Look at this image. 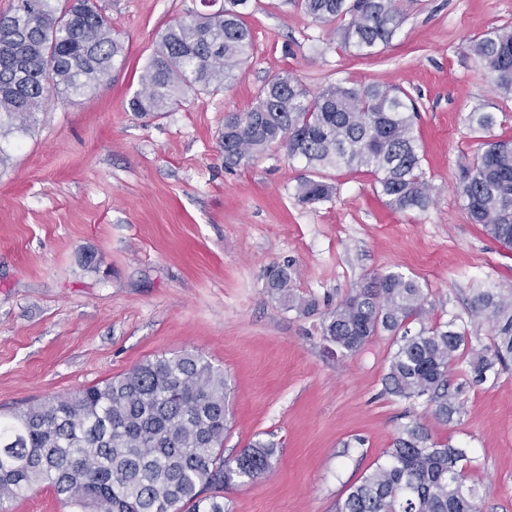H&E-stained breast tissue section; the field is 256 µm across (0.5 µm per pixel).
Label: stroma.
I'll return each mask as SVG.
<instances>
[{"mask_svg": "<svg viewBox=\"0 0 512 512\" xmlns=\"http://www.w3.org/2000/svg\"><path fill=\"white\" fill-rule=\"evenodd\" d=\"M95 2L123 44L122 67L91 95H53L28 132L0 135V414L193 351L230 388L225 457L256 439L278 446L267 475L225 490L228 512H334L412 420L465 450L481 512H512V361L476 384L467 358L456 360L463 409L446 423L386 393L390 336L342 356L321 315L285 309L266 286L270 266H291L295 291L324 307L399 272L423 288L426 324L452 320L472 348L490 344L470 311L478 294L512 283V251L472 223L456 184L482 143L468 112H494L495 134L512 136V99L467 49L512 26V0H407L396 37L370 58L293 0H250L253 50L237 80L155 119L129 101L161 32L202 0ZM283 71L312 91L339 79L407 91L431 206L394 212L373 175L344 167L321 172L331 200L301 204L308 170L281 149L225 170V115Z\"/></svg>", "mask_w": 512, "mask_h": 512, "instance_id": "35a3bbf8", "label": "stroma"}]
</instances>
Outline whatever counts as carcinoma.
Masks as SVG:
<instances>
[{
    "label": "carcinoma",
    "instance_id": "cac0c4a2",
    "mask_svg": "<svg viewBox=\"0 0 512 512\" xmlns=\"http://www.w3.org/2000/svg\"><path fill=\"white\" fill-rule=\"evenodd\" d=\"M249 0L195 13L169 25L144 69L132 111L156 118L188 95L219 93L236 79L252 46L244 22ZM312 20L333 24L339 44L361 57L393 40L404 19V0H296ZM468 50L493 86L512 98V28L496 27ZM123 44L94 0H17L0 16V129L27 131L53 93L86 96L110 76ZM418 106L403 90L373 82L336 80L315 92L289 73H278L255 103L224 120L219 148L224 167L250 165L272 147L304 160L313 171L364 169L391 210L424 211L432 202L415 135ZM473 130L491 133L494 113L474 109ZM456 191L471 220L512 249V138L482 143L460 175ZM334 186L305 176L296 186L304 204L324 202ZM268 288L289 311L309 315L316 301L296 294L284 267L267 273ZM421 285L399 273L377 275L324 313L322 335L343 355L370 337H393L385 389L423 400L436 418L461 412L460 390H450L448 368L464 355L468 336L451 320L424 323ZM473 317L491 326L492 342L471 353L472 381L512 359V292L487 291ZM419 322L413 330L410 325ZM224 372L200 354L159 355L127 372L63 398H49L0 417V507L34 486L47 485L75 512H226L224 488L272 469L276 448L260 440L224 458ZM387 460L349 488L336 512H479L478 491L465 483L460 448L431 441L418 422L402 426Z\"/></svg>",
    "mask_w": 512,
    "mask_h": 512
}]
</instances>
